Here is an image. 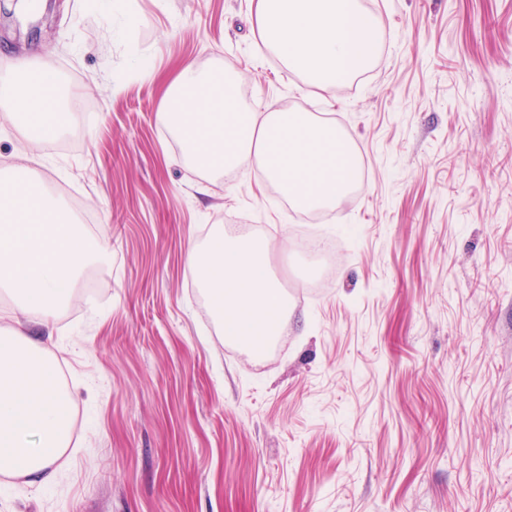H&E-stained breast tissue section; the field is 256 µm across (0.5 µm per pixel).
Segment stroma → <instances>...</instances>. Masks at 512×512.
I'll use <instances>...</instances> for the list:
<instances>
[{
    "mask_svg": "<svg viewBox=\"0 0 512 512\" xmlns=\"http://www.w3.org/2000/svg\"><path fill=\"white\" fill-rule=\"evenodd\" d=\"M38 2L0 0V56L53 61L66 130L34 147L0 114V170L35 173L97 253L44 339L73 445L53 484L0 476V512H512V0H363L380 51L323 92L263 56L249 0ZM190 62L349 135L323 288L262 171L203 175L160 125ZM237 224L288 295L261 356L188 261Z\"/></svg>",
    "mask_w": 512,
    "mask_h": 512,
    "instance_id": "1",
    "label": "stroma"
}]
</instances>
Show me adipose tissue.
Segmentation results:
<instances>
[{
	"label": "adipose tissue",
	"mask_w": 512,
	"mask_h": 512,
	"mask_svg": "<svg viewBox=\"0 0 512 512\" xmlns=\"http://www.w3.org/2000/svg\"><path fill=\"white\" fill-rule=\"evenodd\" d=\"M251 17L266 54L325 90L364 72L378 54L380 24L361 0H251ZM0 72L22 73L7 93L31 142L55 138L64 129L56 98L39 94L58 82L46 61L16 59ZM85 238L62 202L39 183L0 175V293L12 300L15 328L0 332V473L29 483L54 481L56 464L70 446L71 402L56 364L24 326L31 317L48 325L72 298V286L87 261ZM189 261L208 291L224 333L252 350L276 333L287 311L272 274L267 244L216 235Z\"/></svg>",
	"instance_id": "adipose-tissue-1"
}]
</instances>
